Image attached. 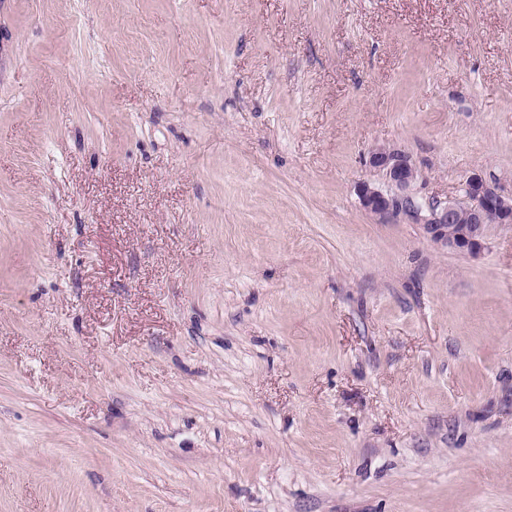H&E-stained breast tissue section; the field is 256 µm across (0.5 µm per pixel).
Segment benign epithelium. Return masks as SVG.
Returning <instances> with one entry per match:
<instances>
[{
  "mask_svg": "<svg viewBox=\"0 0 512 512\" xmlns=\"http://www.w3.org/2000/svg\"><path fill=\"white\" fill-rule=\"evenodd\" d=\"M365 163L381 175L386 188L360 183L362 207L382 220L401 214L419 219L430 238L448 251L476 254L485 246L488 225L512 226V195L503 194L478 171L466 177L459 196L422 202L414 192L420 171L409 152L378 145Z\"/></svg>",
  "mask_w": 512,
  "mask_h": 512,
  "instance_id": "benign-epithelium-1",
  "label": "benign epithelium"
}]
</instances>
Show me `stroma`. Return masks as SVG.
Here are the masks:
<instances>
[{
	"mask_svg": "<svg viewBox=\"0 0 512 512\" xmlns=\"http://www.w3.org/2000/svg\"><path fill=\"white\" fill-rule=\"evenodd\" d=\"M512 0H0V512H512ZM365 163L381 175L386 188L360 183L357 194L362 207L382 220L401 214L419 219L441 248L477 254L485 246L489 224L512 226V195L503 194L478 171L466 177L459 196L421 202L414 192L420 171L409 152L378 145L368 152Z\"/></svg>",
	"mask_w": 512,
	"mask_h": 512,
	"instance_id": "obj_1",
	"label": "stroma"
}]
</instances>
